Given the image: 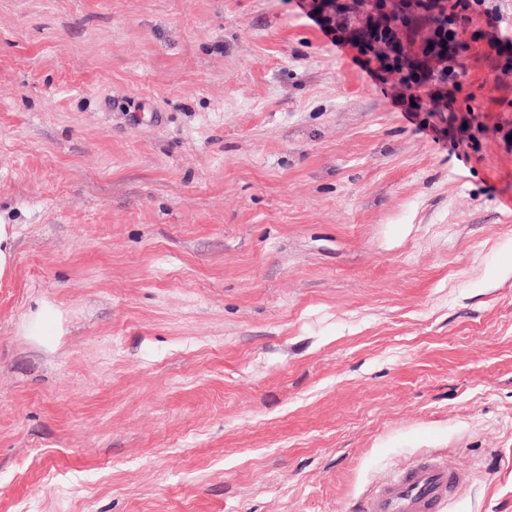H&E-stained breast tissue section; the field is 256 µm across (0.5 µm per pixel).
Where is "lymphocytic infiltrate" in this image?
Listing matches in <instances>:
<instances>
[{"label":"lymphocytic infiltrate","mask_w":512,"mask_h":512,"mask_svg":"<svg viewBox=\"0 0 512 512\" xmlns=\"http://www.w3.org/2000/svg\"><path fill=\"white\" fill-rule=\"evenodd\" d=\"M309 16L334 44L350 47L354 61L374 79L385 83L393 78L410 88V95L401 99L404 111L430 108L447 113L451 124L457 121V95L464 84L458 47L467 39L487 40L498 51L504 46L487 30L496 20L491 0H448L447 28L424 39L427 62L420 67L404 63L397 26L380 0H312ZM480 20L486 21V29L477 28Z\"/></svg>","instance_id":"lymphocytic-infiltrate-1"}]
</instances>
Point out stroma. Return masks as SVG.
I'll list each match as a JSON object with an SVG mask.
<instances>
[{
  "label": "stroma",
  "instance_id": "obj_1",
  "mask_svg": "<svg viewBox=\"0 0 512 512\" xmlns=\"http://www.w3.org/2000/svg\"><path fill=\"white\" fill-rule=\"evenodd\" d=\"M459 63L437 140L303 0H0V512H357L422 456L512 512V73ZM16 238L15 225L0 222V278L10 272L15 263ZM29 336L50 344L61 332V314L51 305L44 304L33 312L28 321Z\"/></svg>",
  "mask_w": 512,
  "mask_h": 512
}]
</instances>
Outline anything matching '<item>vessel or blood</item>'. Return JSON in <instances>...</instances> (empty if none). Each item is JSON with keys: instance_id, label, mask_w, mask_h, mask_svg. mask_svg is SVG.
Here are the masks:
<instances>
[{"instance_id": "b4317fda", "label": "vessel or blood", "mask_w": 512, "mask_h": 512, "mask_svg": "<svg viewBox=\"0 0 512 512\" xmlns=\"http://www.w3.org/2000/svg\"><path fill=\"white\" fill-rule=\"evenodd\" d=\"M457 478L441 460L420 458L365 496L361 512H443Z\"/></svg>"}]
</instances>
